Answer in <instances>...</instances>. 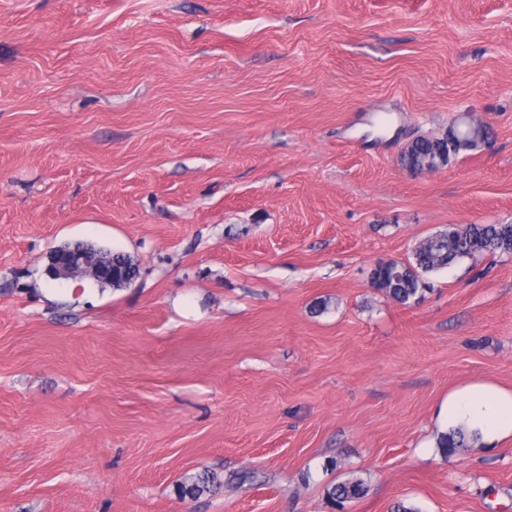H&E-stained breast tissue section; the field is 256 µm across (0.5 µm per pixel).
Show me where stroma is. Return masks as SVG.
<instances>
[{
	"instance_id": "obj_1",
	"label": "stroma",
	"mask_w": 512,
	"mask_h": 512,
	"mask_svg": "<svg viewBox=\"0 0 512 512\" xmlns=\"http://www.w3.org/2000/svg\"><path fill=\"white\" fill-rule=\"evenodd\" d=\"M452 224H512V0H0V512H512V439L437 446L512 390V254L371 286ZM458 136L454 130H450L446 138H416L410 143L400 155V163L414 173L411 169L420 168L425 170V163L431 159L436 161L442 159L448 165L451 155H457L461 150L473 149L483 142L487 137V127L481 122H473L469 130L457 129ZM70 245L60 246V249L69 247ZM96 252L110 256L117 262L125 264L130 271L139 275V268L134 259L127 253L122 251H111L103 248L91 246ZM111 261L106 265H100L95 252L83 247L74 245L70 248L55 251L50 256V263L47 268V274L50 278L70 279L77 276H88L95 274L99 278L113 280L121 278L127 281H134L135 277H131L121 265L112 264ZM447 425L463 426L443 433L437 446L445 456L453 455L470 441L479 439L494 446L512 437V391L490 382H474L448 393L439 411ZM216 485L217 478L214 474L195 473L183 477L178 486V491L183 498H196L204 493L211 492ZM368 492L366 483L358 478L336 483L326 489L327 499L334 504L350 502L364 497Z\"/></svg>"
}]
</instances>
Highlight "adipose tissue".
Segmentation results:
<instances>
[{"instance_id":"adipose-tissue-1","label":"adipose tissue","mask_w":512,"mask_h":512,"mask_svg":"<svg viewBox=\"0 0 512 512\" xmlns=\"http://www.w3.org/2000/svg\"><path fill=\"white\" fill-rule=\"evenodd\" d=\"M440 415L447 424L479 430L482 442L493 446L512 437V391L470 383L449 392Z\"/></svg>"}]
</instances>
